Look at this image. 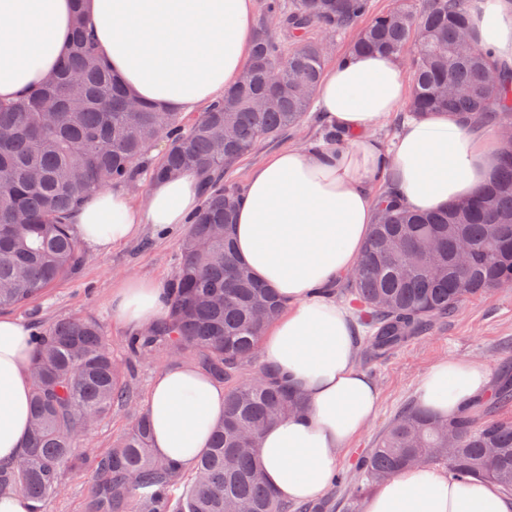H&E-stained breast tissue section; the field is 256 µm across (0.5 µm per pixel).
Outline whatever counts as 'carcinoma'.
I'll list each match as a JSON object with an SVG mask.
<instances>
[{
	"label": "carcinoma",
	"mask_w": 512,
	"mask_h": 512,
	"mask_svg": "<svg viewBox=\"0 0 512 512\" xmlns=\"http://www.w3.org/2000/svg\"><path fill=\"white\" fill-rule=\"evenodd\" d=\"M74 2L71 49L33 93L0 104V309L39 298L84 255L68 223L71 213L113 185L134 186L184 169L207 177L203 207L181 245L169 287L168 323L126 340L137 358L159 350L195 353L210 374L229 384L224 416L194 468L158 457L153 423L133 402L122 364L102 326L91 317L55 321L35 336L30 363L28 447L0 465V492L19 491L45 512L62 492V476L86 470L93 480L83 512H288L266 484L252 445L262 431L304 408L302 396L270 370L240 383L238 371L256 358L283 306L236 253L231 229L235 190L224 170L257 141L303 122L327 56L313 28L332 35L373 18L350 53L380 52L409 63L406 113L454 114L464 127L512 125V70L498 67L473 42L464 0L419 3L372 14V0H265L259 31L240 81L194 121L129 94L97 53L94 34ZM288 29L290 48L270 25ZM166 150L154 165V143ZM464 287H459V284ZM512 284V141L505 140L489 182L472 199L437 211L393 201L379 207L349 302L375 357L385 355L452 315L462 302ZM129 412L128 428L103 454L78 456L74 446L115 408ZM426 456L457 478H479L512 492V420H494L469 407L442 421L427 410L398 415L357 469L379 483Z\"/></svg>",
	"instance_id": "cac0c4a2"
}]
</instances>
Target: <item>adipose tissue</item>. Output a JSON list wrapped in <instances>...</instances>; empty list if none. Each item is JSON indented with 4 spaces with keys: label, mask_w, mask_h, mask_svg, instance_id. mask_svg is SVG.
I'll return each instance as SVG.
<instances>
[{
    "label": "adipose tissue",
    "mask_w": 512,
    "mask_h": 512,
    "mask_svg": "<svg viewBox=\"0 0 512 512\" xmlns=\"http://www.w3.org/2000/svg\"><path fill=\"white\" fill-rule=\"evenodd\" d=\"M471 35L490 61L512 66V0H465ZM98 48L132 97L175 112H201L241 77L251 52L253 0H86ZM71 0H0V101L37 86L67 53ZM409 83L400 59L357 55L324 73L314 92L337 145L309 143L270 155L238 191L233 237L238 256L273 288L284 311L262 344L264 366L306 399L255 452L268 484L285 500L320 496L339 452L374 415L378 390L356 365L355 328L337 302V280L355 268L376 221L378 199L433 211L472 198L492 175L496 134L462 127L449 114L407 121L392 139L376 128L401 110ZM194 171L153 180L145 202L104 190L71 218L90 245L126 242L140 225L188 223L203 203ZM168 314L163 283L129 278L112 294V318L138 332ZM29 330L0 317V464L23 452L29 432ZM485 364L446 360L421 379L417 403L440 419L489 390ZM153 448L191 467L224 414V387L191 366L165 368L151 384ZM364 512H512L494 483L460 480L432 466L382 482Z\"/></svg>",
    "instance_id": "adipose-tissue-1"
}]
</instances>
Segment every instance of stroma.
<instances>
[{
  "instance_id": "obj_1",
  "label": "stroma",
  "mask_w": 512,
  "mask_h": 512,
  "mask_svg": "<svg viewBox=\"0 0 512 512\" xmlns=\"http://www.w3.org/2000/svg\"><path fill=\"white\" fill-rule=\"evenodd\" d=\"M325 139L322 124L307 119L276 139L258 142L249 155L225 170L224 183L241 188L251 168L268 154ZM187 230L184 224L166 229L145 224L131 240L109 249L82 245L85 260L78 269L69 272L33 302L11 309L9 315L34 333L62 318L94 317L102 323L114 355L126 359L124 344L129 332L112 320V293L127 277L171 283L178 272L181 240ZM448 358L484 363L496 377L512 367V288L463 302L447 320L435 324L425 335L408 339L383 360L370 361L365 350H358L357 364L375 382L379 402L366 429L341 453L339 469L347 480L324 492L329 512H363L364 496L355 494L359 483L356 461L376 448L403 409L414 406L417 385L430 367ZM128 422L125 410H114L107 421L80 438L77 452L93 454L109 450Z\"/></svg>"
}]
</instances>
